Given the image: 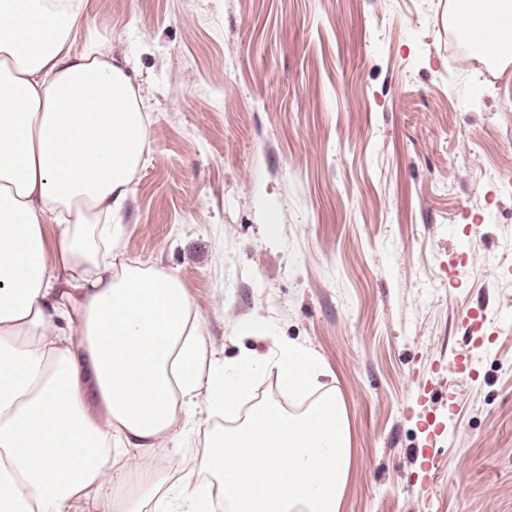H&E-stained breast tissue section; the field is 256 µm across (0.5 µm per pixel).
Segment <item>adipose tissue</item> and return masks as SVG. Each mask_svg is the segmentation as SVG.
Segmentation results:
<instances>
[{"label":"adipose tissue","instance_id":"1","mask_svg":"<svg viewBox=\"0 0 512 512\" xmlns=\"http://www.w3.org/2000/svg\"><path fill=\"white\" fill-rule=\"evenodd\" d=\"M85 0H0V512H129L104 489L131 451L153 468L196 408L234 414L263 372L304 398L327 371L271 337L240 363L207 357L169 270L119 261L112 221L146 142L125 64L75 51ZM512 52V8L461 27ZM152 512H212L208 488H154Z\"/></svg>","mask_w":512,"mask_h":512}]
</instances>
